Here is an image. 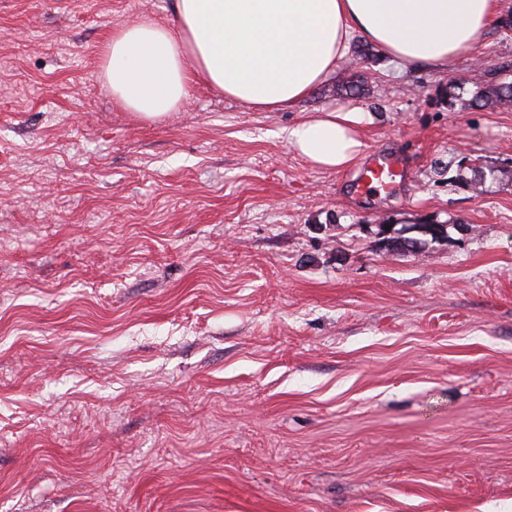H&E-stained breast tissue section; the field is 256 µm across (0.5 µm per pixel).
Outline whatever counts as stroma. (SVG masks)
<instances>
[{
	"label": "stroma",
	"instance_id": "stroma-1",
	"mask_svg": "<svg viewBox=\"0 0 512 512\" xmlns=\"http://www.w3.org/2000/svg\"><path fill=\"white\" fill-rule=\"evenodd\" d=\"M172 5L0 0V512H512V105L469 104L512 30L445 71L357 36L292 109L197 84L145 120L103 47ZM346 105L361 159L287 145ZM375 150L410 171L367 200Z\"/></svg>",
	"mask_w": 512,
	"mask_h": 512
}]
</instances>
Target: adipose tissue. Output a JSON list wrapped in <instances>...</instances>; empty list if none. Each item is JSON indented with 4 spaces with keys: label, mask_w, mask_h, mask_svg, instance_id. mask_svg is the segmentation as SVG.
I'll return each instance as SVG.
<instances>
[{
    "label": "adipose tissue",
    "mask_w": 512,
    "mask_h": 512,
    "mask_svg": "<svg viewBox=\"0 0 512 512\" xmlns=\"http://www.w3.org/2000/svg\"><path fill=\"white\" fill-rule=\"evenodd\" d=\"M495 0H176L174 22L147 18L103 52L112 96L157 121L202 82L261 110L292 108L331 76L362 35L401 65L444 69L483 38ZM362 109H334L288 127L311 164L342 169L362 151Z\"/></svg>",
    "instance_id": "ef3b65f1"
}]
</instances>
